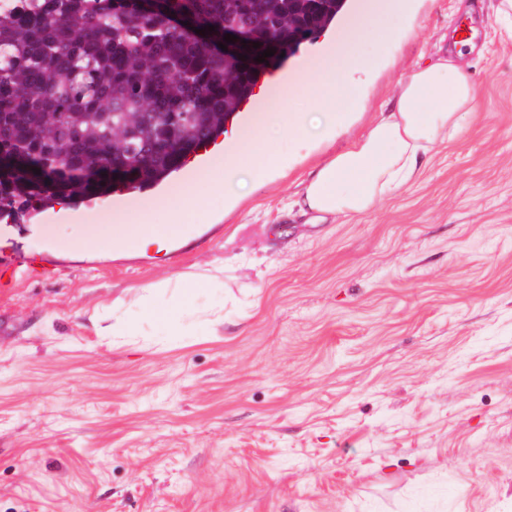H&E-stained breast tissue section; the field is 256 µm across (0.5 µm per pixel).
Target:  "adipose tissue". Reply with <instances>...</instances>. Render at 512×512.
Wrapping results in <instances>:
<instances>
[{
    "label": "adipose tissue",
    "instance_id": "1",
    "mask_svg": "<svg viewBox=\"0 0 512 512\" xmlns=\"http://www.w3.org/2000/svg\"><path fill=\"white\" fill-rule=\"evenodd\" d=\"M466 45L450 36L447 51L401 81L397 97L381 106L367 133L311 173L297 202L302 214L320 222L357 218L422 176L436 148L457 138L473 115L475 86ZM215 285L212 276L180 277L166 308L146 301L141 314L169 321L197 313L198 296Z\"/></svg>",
    "mask_w": 512,
    "mask_h": 512
}]
</instances>
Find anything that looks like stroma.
Listing matches in <instances>:
<instances>
[{"instance_id":"stroma-1","label":"stroma","mask_w":512,"mask_h":512,"mask_svg":"<svg viewBox=\"0 0 512 512\" xmlns=\"http://www.w3.org/2000/svg\"><path fill=\"white\" fill-rule=\"evenodd\" d=\"M418 16L364 74L348 129L285 150L165 252L55 242L131 192L0 221V512H512V33L499 0ZM467 21L475 110L367 215H282ZM223 265L230 321L138 315L144 285ZM122 344L99 336L113 312Z\"/></svg>"}]
</instances>
